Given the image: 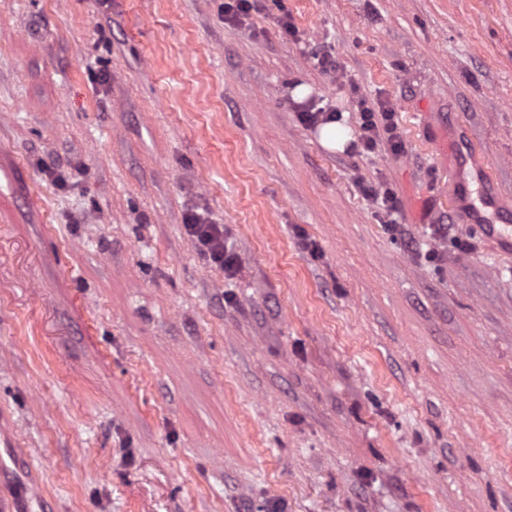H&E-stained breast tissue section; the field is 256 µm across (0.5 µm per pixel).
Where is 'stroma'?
Instances as JSON below:
<instances>
[{"label":"stroma","instance_id":"obj_1","mask_svg":"<svg viewBox=\"0 0 512 512\" xmlns=\"http://www.w3.org/2000/svg\"><path fill=\"white\" fill-rule=\"evenodd\" d=\"M450 118L512 210V0H0V415L50 512H512V250ZM358 112L361 118V134L357 141L351 143L350 149L361 152H372L377 146V140L380 136V127L387 135L390 143V149L393 153L398 154L402 151L403 145L400 136L397 133V123L395 121V113L385 109L382 105L379 109L368 106L364 99L357 101ZM297 108L299 109L302 122L312 129H316L320 124L333 121L337 122L341 119L340 112L334 110L326 112L324 108L314 110L315 105L313 102L305 105H297ZM457 142L462 149H465L468 159L461 165L452 166L450 173L448 174V181L452 182L457 186L461 184L464 186L467 177L470 175V171H467L468 160L471 162L472 169L476 174L477 178L480 179L481 187L478 195L479 205L474 204L468 200L465 194H456L455 197L451 198L448 205L451 209H465L471 214V219L467 224H463L466 231L469 233H479L483 239L489 241L497 246H500L502 242H506L508 247H512V228L510 224H492L489 218L485 215L487 209H494L495 207V196L489 190H485L487 181L489 180L488 172L482 167L481 153L474 143L465 138L454 139L452 141ZM506 238V239H505ZM363 191L365 195L374 202H377L378 199L381 200L382 206L389 217L388 223L392 228H395L399 217V203L396 197L388 191H384L380 194L373 186H364ZM186 222L185 229L195 249L233 275L240 266V258L224 241L223 225L211 224L199 214H190Z\"/></svg>","mask_w":512,"mask_h":512}]
</instances>
